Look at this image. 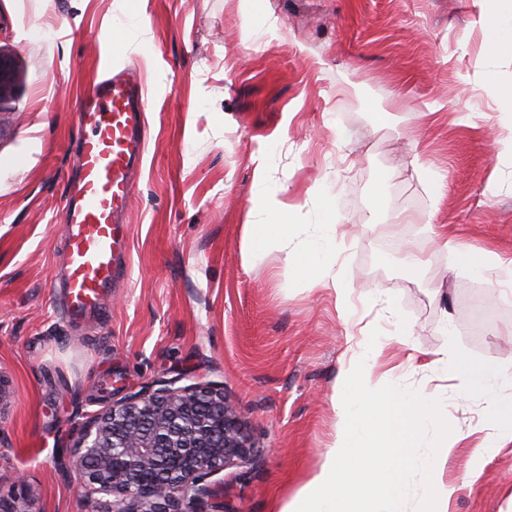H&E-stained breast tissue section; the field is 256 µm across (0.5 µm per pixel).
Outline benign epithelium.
Listing matches in <instances>:
<instances>
[{
	"label": "benign epithelium",
	"instance_id": "7a95c632",
	"mask_svg": "<svg viewBox=\"0 0 512 512\" xmlns=\"http://www.w3.org/2000/svg\"><path fill=\"white\" fill-rule=\"evenodd\" d=\"M15 80L0 52V101ZM262 454L224 389L208 385L130 391L81 427L59 470L85 492H105L104 512H211L218 484L232 466L254 467ZM27 480L0 493V512H35Z\"/></svg>",
	"mask_w": 512,
	"mask_h": 512
}]
</instances>
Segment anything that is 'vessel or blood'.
Returning a JSON list of instances; mask_svg holds the SVG:
<instances>
[{"label": "vessel or blood", "mask_w": 512, "mask_h": 512, "mask_svg": "<svg viewBox=\"0 0 512 512\" xmlns=\"http://www.w3.org/2000/svg\"><path fill=\"white\" fill-rule=\"evenodd\" d=\"M146 94L129 72L94 83L77 114L79 176L61 208L70 323H100L129 251L125 210L146 144Z\"/></svg>", "instance_id": "obj_1"}]
</instances>
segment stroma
Instances as JSON below:
<instances>
[{"instance_id":"1","label":"stroma","mask_w":512,"mask_h":512,"mask_svg":"<svg viewBox=\"0 0 512 512\" xmlns=\"http://www.w3.org/2000/svg\"><path fill=\"white\" fill-rule=\"evenodd\" d=\"M485 0H0V491L25 475L38 512H95L57 467L86 417L127 390L223 388L265 458L229 467L214 512H278L322 462L334 383L372 329L373 384L438 399L458 441L448 512H512V442L473 466L512 400V315L473 332L512 259V53ZM132 68L148 138L108 322L75 326L50 285L59 207L93 80ZM336 224L322 270L290 271ZM287 238L249 254V225ZM456 251H449L446 240ZM486 267L476 276L472 263ZM495 371L483 391L459 365Z\"/></svg>"}]
</instances>
